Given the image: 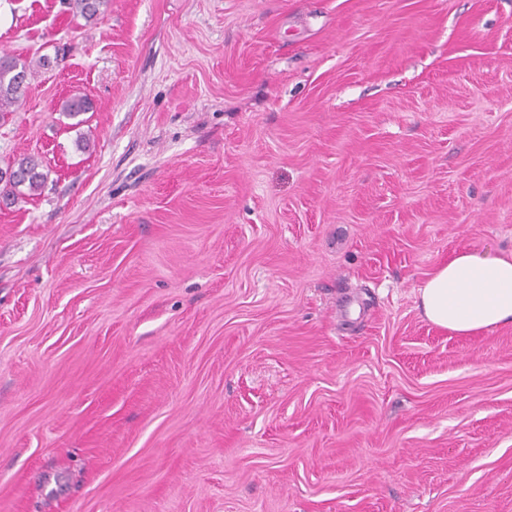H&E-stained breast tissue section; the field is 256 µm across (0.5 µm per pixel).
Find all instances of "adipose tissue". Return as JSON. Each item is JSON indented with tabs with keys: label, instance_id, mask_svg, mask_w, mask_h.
<instances>
[{
	"label": "adipose tissue",
	"instance_id": "1",
	"mask_svg": "<svg viewBox=\"0 0 512 512\" xmlns=\"http://www.w3.org/2000/svg\"><path fill=\"white\" fill-rule=\"evenodd\" d=\"M418 298L426 320L457 336L512 323V255L459 251L428 276Z\"/></svg>",
	"mask_w": 512,
	"mask_h": 512
}]
</instances>
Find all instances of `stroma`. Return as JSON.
Returning a JSON list of instances; mask_svg holds the SVG:
<instances>
[{"instance_id":"1","label":"stroma","mask_w":512,"mask_h":512,"mask_svg":"<svg viewBox=\"0 0 512 512\" xmlns=\"http://www.w3.org/2000/svg\"><path fill=\"white\" fill-rule=\"evenodd\" d=\"M0 14V512H512V324L417 307L512 253V0ZM30 72L26 60L14 56H0V115L13 112L14 106L23 95L25 86L20 85V76L28 77ZM48 176L49 170L45 171L34 159L24 157L9 172L0 171V182L5 181L3 192L9 198L11 194L14 196L13 189L20 186H26L30 192L41 191L48 181Z\"/></svg>"}]
</instances>
